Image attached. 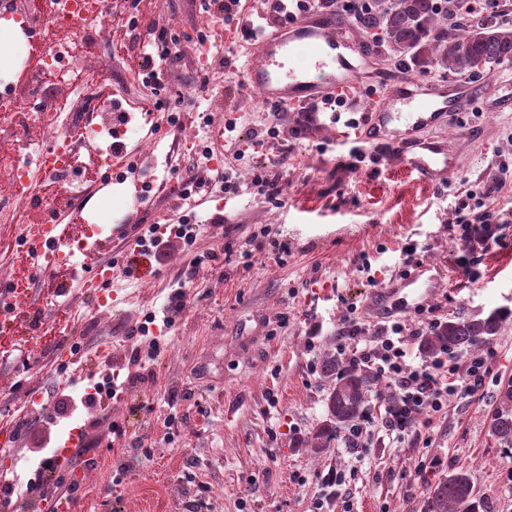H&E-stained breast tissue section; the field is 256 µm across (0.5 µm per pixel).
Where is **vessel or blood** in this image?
<instances>
[{"instance_id": "obj_1", "label": "vessel or blood", "mask_w": 512, "mask_h": 512, "mask_svg": "<svg viewBox=\"0 0 512 512\" xmlns=\"http://www.w3.org/2000/svg\"><path fill=\"white\" fill-rule=\"evenodd\" d=\"M370 61L361 43L338 26L334 15L314 11L287 30L270 28L250 57L246 80L261 91L265 101L276 105L312 104L329 98L345 101L355 98L364 84L377 80ZM475 94V86L454 80L431 86L395 81L386 101L364 112L357 138L371 147L389 150L392 160L415 173L422 183L452 178L457 170L456 156L447 143L419 139L418 133L446 125ZM69 149L67 142L60 141L46 152L41 160L42 174L66 175L69 168L62 165L61 156ZM87 237V221L82 209L75 207L64 218L22 226L18 244L32 254L37 267L54 270L75 264ZM143 258L140 246L134 244L118 261L82 271L78 280L81 297L90 300L98 311H111L107 287L120 278H136ZM24 299V294L13 287L2 288L0 311L16 321L28 318L30 310Z\"/></svg>"}]
</instances>
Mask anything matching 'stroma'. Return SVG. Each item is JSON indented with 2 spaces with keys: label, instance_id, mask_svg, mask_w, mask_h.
Wrapping results in <instances>:
<instances>
[{
  "label": "stroma",
  "instance_id": "obj_1",
  "mask_svg": "<svg viewBox=\"0 0 512 512\" xmlns=\"http://www.w3.org/2000/svg\"><path fill=\"white\" fill-rule=\"evenodd\" d=\"M204 11V0H156L157 26L183 47L167 59L157 88L144 85L133 60L113 54L107 39L57 30L50 8L41 12L28 47L63 53L83 75L82 94L70 95L55 78L10 82L6 91L20 113L0 128V159L21 157L38 139L34 114L45 96L76 123L81 101H110L127 116L123 142L127 151L141 152V162L110 197L78 169L60 180L102 218L96 230L110 244L95 251V261L127 248L119 224L174 225L186 215L201 232L189 249L171 239L146 280L116 289V308L79 326L83 357L75 378L42 342L0 351V415L23 405L35 426L29 437L0 431V440L23 457L40 438L64 444L70 433L53 414L55 399H80L89 385L116 375L124 381L122 395L106 413L77 412L80 424L99 422L70 474L81 512H204L208 503L215 512H315L320 500L329 501L331 512H424L430 486L458 468L489 512H512V453L488 429L499 387L512 378V324L489 344L490 373L477 396L449 397L443 415L423 425L421 441L383 436L357 452L338 442L320 453L306 445L325 418L329 382L320 355L332 346L343 356L351 345L340 321L347 305L376 326L382 318L369 306L377 288L399 285L410 306L439 308L446 320L512 310V185L491 188L500 168H512V110L480 97L445 127L423 130V137L447 140L456 154L452 181L427 186L385 159L343 167L348 129L335 113L311 105L273 113L252 98L244 61L255 40H244L233 67H224L223 25L214 23L213 63L196 71L191 51ZM145 98L160 100V107L140 110ZM186 111L195 115L190 126L169 122L170 114ZM229 118L237 121L232 136L213 138L212 127ZM271 125L277 136L266 135ZM257 134L263 148L235 166L238 196L204 192L187 201L161 190L164 182L211 175L197 144L228 158L236 143ZM281 157L284 191L274 207L252 178L257 164ZM144 184L151 192L141 208L135 201ZM483 186L491 190L485 205L504 219L507 240L480 255L468 276L456 265L466 252L456 221L469 191ZM51 199L39 183L0 191L19 218L0 224V278L15 277L19 264L9 246L20 225L52 216ZM222 212L228 221L219 220ZM420 266L421 295L402 285L403 271ZM178 291L183 308L164 327L158 316ZM145 323L150 335H138ZM173 392L179 399L172 406ZM172 413L173 429L165 423ZM334 470L348 476L347 500L331 498L323 481ZM113 481L116 491L100 496L97 483Z\"/></svg>",
  "mask_w": 512,
  "mask_h": 512
}]
</instances>
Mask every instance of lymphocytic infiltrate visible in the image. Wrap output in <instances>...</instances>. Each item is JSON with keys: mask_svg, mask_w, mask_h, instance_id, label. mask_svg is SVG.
<instances>
[{"mask_svg": "<svg viewBox=\"0 0 512 512\" xmlns=\"http://www.w3.org/2000/svg\"><path fill=\"white\" fill-rule=\"evenodd\" d=\"M141 20L151 38L150 50L141 51L137 66L147 81L158 82L157 65L170 55L168 32L157 29L153 22V0H138ZM371 9L370 0H265L267 14L275 16L281 27H288L302 14L312 10L342 11L354 20H363ZM459 236L466 243L468 257L460 259L461 267H468L469 256L487 251L502 242L503 235L496 216L488 210L472 211L459 219ZM345 331L354 343L348 354V366L366 369L387 380L393 396L384 407H373L358 422L346 427L341 440L348 449L367 447L374 431L385 432L392 440L401 442L417 431L418 418L423 412L441 416L452 395L471 397L481 388L488 373L489 358L485 355L470 358L466 368L447 355H440L429 363L412 366L406 341L423 336L442 323L433 307H418L414 318L403 316L379 325L371 338H362L355 308H348L342 317Z\"/></svg>", "mask_w": 512, "mask_h": 512, "instance_id": "f902f5d3", "label": "lymphocytic infiltrate"}]
</instances>
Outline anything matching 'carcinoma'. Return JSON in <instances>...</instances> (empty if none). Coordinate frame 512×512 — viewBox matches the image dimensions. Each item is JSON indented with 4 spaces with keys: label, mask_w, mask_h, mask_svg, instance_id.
<instances>
[{
    "label": "carcinoma",
    "mask_w": 512,
    "mask_h": 512,
    "mask_svg": "<svg viewBox=\"0 0 512 512\" xmlns=\"http://www.w3.org/2000/svg\"><path fill=\"white\" fill-rule=\"evenodd\" d=\"M379 29L390 50L401 61L425 74L443 69L473 76L502 60H512V28L491 20L456 23L439 9L435 0H373L372 12L358 24L366 38ZM512 310H498L485 317L450 319L424 337L421 348L428 355L476 349L499 335ZM322 376L332 381L326 397V419L308 441L319 452L336 440L339 429L358 420L365 409L372 376L353 369L327 348L319 361ZM489 433L506 449H512V379L500 385L498 405L489 419ZM424 512H487L475 493L469 475L459 469L440 478L429 489Z\"/></svg>",
    "instance_id": "cac0c4a2"
}]
</instances>
